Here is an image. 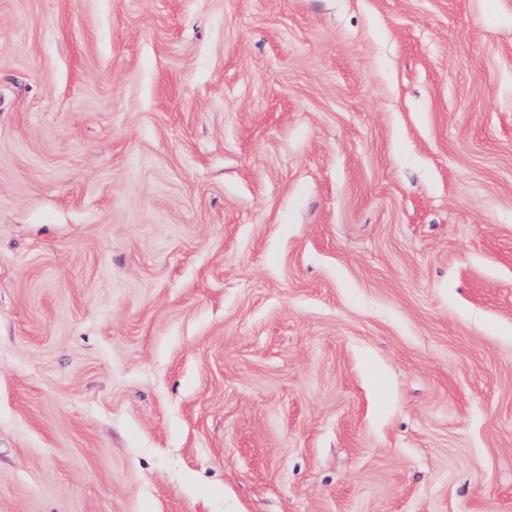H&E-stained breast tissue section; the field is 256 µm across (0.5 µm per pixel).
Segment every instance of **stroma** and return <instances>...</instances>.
I'll return each mask as SVG.
<instances>
[{"label": "stroma", "mask_w": 512, "mask_h": 512, "mask_svg": "<svg viewBox=\"0 0 512 512\" xmlns=\"http://www.w3.org/2000/svg\"><path fill=\"white\" fill-rule=\"evenodd\" d=\"M0 512H512V0H0Z\"/></svg>", "instance_id": "1"}]
</instances>
